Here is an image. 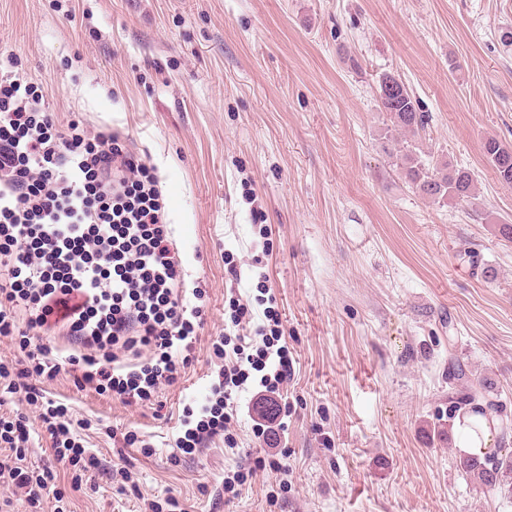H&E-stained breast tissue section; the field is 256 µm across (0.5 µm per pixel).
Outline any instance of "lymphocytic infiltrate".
<instances>
[{
  "label": "lymphocytic infiltrate",
  "mask_w": 512,
  "mask_h": 512,
  "mask_svg": "<svg viewBox=\"0 0 512 512\" xmlns=\"http://www.w3.org/2000/svg\"><path fill=\"white\" fill-rule=\"evenodd\" d=\"M38 85L20 71L16 56L0 58V338L18 342L23 354L0 362V382L27 405L0 417V505L14 494L27 502L62 501L57 468L94 466L76 432L84 420L48 399L42 380L62 367L78 386H90L127 405L151 403L160 387L178 383L194 359L206 323L205 292L182 296V262L172 248L162 194L153 166L107 130L90 131L82 119L58 127ZM255 302H229L231 330L212 343L223 365L209 393L185 407L182 436L173 458L199 452L210 439L235 441L233 396L260 372L265 402H273L291 375L280 340L284 329L275 295L258 272ZM263 308L256 342L242 334ZM62 325L80 355L60 361L41 334ZM130 360L118 365L119 353ZM52 442L54 466L33 471L23 461L36 433Z\"/></svg>",
  "instance_id": "1"
}]
</instances>
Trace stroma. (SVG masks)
Instances as JSON below:
<instances>
[{
	"instance_id": "35a3bbf8",
	"label": "stroma",
	"mask_w": 512,
	"mask_h": 512,
	"mask_svg": "<svg viewBox=\"0 0 512 512\" xmlns=\"http://www.w3.org/2000/svg\"><path fill=\"white\" fill-rule=\"evenodd\" d=\"M512 0H0V56H20L58 124L120 133L156 169L184 291L207 322L179 384L127 406L71 373L48 397L91 419L100 467L67 512H136L138 496L181 512H512L459 467L451 399L464 382L508 427L512 453V187L482 153L512 147ZM392 75L429 116L422 159L468 168L473 197L419 194L392 151L379 101ZM239 278L225 271V255ZM268 276L293 375L274 443L258 438L254 384L235 399L237 445L171 451L186 405L219 369L211 351L231 296ZM466 372L455 379V367ZM136 431L151 455L123 442ZM280 454L222 497L225 471ZM138 473L120 493L115 460Z\"/></svg>"
}]
</instances>
